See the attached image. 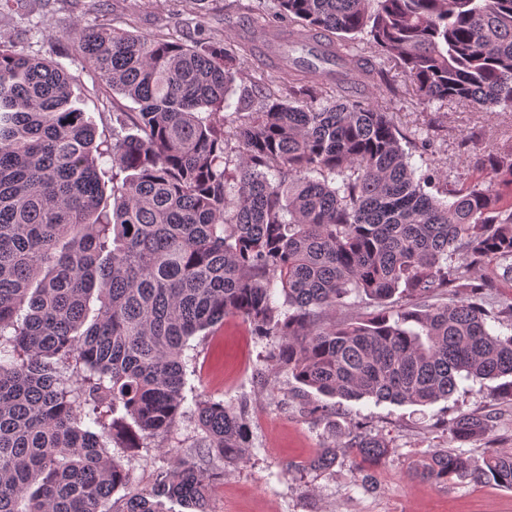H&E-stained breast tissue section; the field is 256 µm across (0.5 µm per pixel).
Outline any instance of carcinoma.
Segmentation results:
<instances>
[{
  "mask_svg": "<svg viewBox=\"0 0 512 512\" xmlns=\"http://www.w3.org/2000/svg\"><path fill=\"white\" fill-rule=\"evenodd\" d=\"M276 3L277 37L301 55L234 104L249 37L71 29L75 55L139 105L115 113L109 143L72 107L62 64L0 43V512H164V498L207 512L224 477L211 461L243 460L252 433L245 402L184 406L185 349L228 315L325 397L426 405L490 380L512 404V294L489 310L495 282L472 277L498 261L512 282V149L479 159L488 179L432 195L393 116L355 87L359 74L422 104L511 109L512 0ZM357 38L382 60L347 67ZM353 294L378 313L327 321ZM186 414L195 454L140 489L108 448H155ZM492 426L461 414L449 440ZM337 437L355 475L392 451L357 427ZM419 475L512 489V453L472 466L438 448Z\"/></svg>",
  "mask_w": 512,
  "mask_h": 512,
  "instance_id": "1",
  "label": "carcinoma"
}]
</instances>
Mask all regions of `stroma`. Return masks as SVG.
<instances>
[{
    "label": "stroma",
    "mask_w": 512,
    "mask_h": 512,
    "mask_svg": "<svg viewBox=\"0 0 512 512\" xmlns=\"http://www.w3.org/2000/svg\"><path fill=\"white\" fill-rule=\"evenodd\" d=\"M275 8L273 0H210L207 10L193 13L187 0H20L0 16V41L25 54L62 62L74 78V94L97 139L112 137L114 108L136 111L131 100L113 92L78 57L66 33L86 29L123 28L132 32H164L175 39L222 33L225 15L245 7ZM371 100L391 112L404 134L401 146L416 173L437 181L468 184L485 172L476 160L488 151L512 147V111H476L466 105L433 102L420 105L411 94L392 96L372 91ZM477 139L469 146L461 140ZM268 340L254 336L240 318L225 317L204 339H191L185 355L187 390L230 404L247 402L253 438L246 457L225 467L214 486L210 512H512V490L477 484L467 478L433 484L417 470L438 448L447 446V425L462 413L479 411L495 418L489 435L463 444L460 454L482 464L487 449L512 451V404L496 401L489 386L474 383L449 399L426 406L396 405L371 399H340L326 419L312 414L317 393L287 372H272L266 361ZM362 424L386 439L391 454L371 471L368 483L354 480L348 457H339L327 471L309 469V462L334 445L333 424ZM199 437L193 418H179L169 447L133 454L111 453L129 468L139 487H150L159 468L170 467L171 451L188 452Z\"/></svg>",
    "instance_id": "stroma-1"
}]
</instances>
